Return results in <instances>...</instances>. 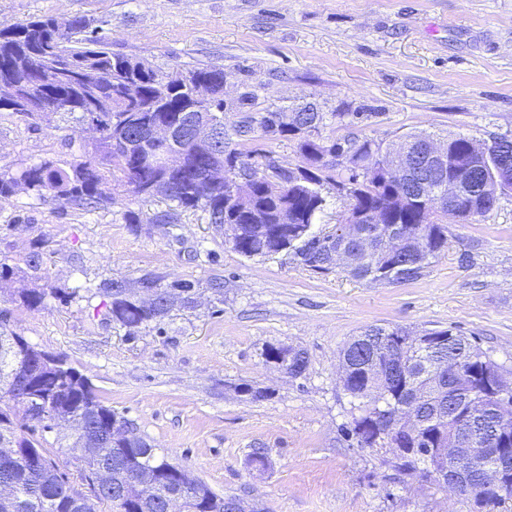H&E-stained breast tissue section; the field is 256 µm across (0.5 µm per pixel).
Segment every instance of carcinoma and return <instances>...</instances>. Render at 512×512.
Wrapping results in <instances>:
<instances>
[{"mask_svg": "<svg viewBox=\"0 0 512 512\" xmlns=\"http://www.w3.org/2000/svg\"><path fill=\"white\" fill-rule=\"evenodd\" d=\"M29 63L36 71L55 72L59 81L47 84L46 100L56 109L69 111L85 99L96 101L99 112L93 116L102 138L94 156L82 157L63 169L51 162L29 165L15 171L0 170V202H7L22 188L39 199L51 198L82 210L94 209L105 188L112 187V203L124 194L160 197L168 209L159 216L161 224H177L181 215L200 209L209 223L224 227L225 238L246 257L272 256L286 250L318 273L335 268L331 254L339 242L337 230L321 235L310 233L311 225L323 213L327 200L323 190L336 191L345 211L375 212V224H356L351 233L349 251L355 253L347 272L359 280L368 274L390 270L391 282L419 278L432 260L447 246L448 220L468 223L493 211L502 196L512 193V180L502 179L497 151L506 148L512 170V141L504 138L493 146L466 136L448 138L449 177L463 180L460 194L451 203L430 204L417 199L412 182L394 184L386 179L380 164L394 155L407 153L415 162L411 178L422 171L420 150L430 135L408 134L399 142L384 144L374 139L338 138L336 128L346 125V118L357 112H296L270 104L255 107L256 95L242 92L233 105L224 107V69L202 66L184 69L176 78L148 63L114 53L109 39L89 26L82 15H74L66 27L52 16H36L12 27L0 29V73ZM201 106L211 111L222 128L223 144H232L228 163L238 162L248 178L236 187L235 202L224 206V198L210 197L197 181L198 173L210 167L212 156L205 152L190 154L185 170L166 174L147 162L153 143L147 139L127 145L124 129H146L161 121L183 122L187 109ZM331 128V134L322 130ZM290 141L295 144L299 163L283 170L266 151L268 143ZM336 152L341 161L329 165L323 158ZM288 212V223L279 221ZM399 226L409 231L399 250L389 247L390 231ZM140 288L158 290L154 304L143 309L134 301ZM102 291L112 298V318L128 328L166 317L172 303L155 277H145L130 285L122 280L103 283ZM48 292L23 289L21 303L29 309L45 304ZM379 326H370L348 342L339 360L349 359L352 367L345 379L344 391L357 402L354 418L357 435L369 445L389 420L377 412L381 398L393 405L402 403L407 386H412L417 400L419 447L446 448L458 434V424L468 410L467 398L482 400L480 420L490 448H512V408L505 406L497 392L483 377L486 353L468 337L450 329L454 339L432 357L439 364L454 359L460 370L453 376L436 380L423 376L426 366L414 359L411 344L399 340L401 327L390 328L388 357L382 361L384 377L360 368L370 346L377 343ZM32 344H24L13 335L0 331V449L10 445L28 450L38 459L37 466L9 459L0 452V487L9 486L13 494L0 496V512H96L95 504L107 502L112 512H165L166 501L173 494L184 497L195 512H225L224 498L214 503L196 502L192 491L205 482L190 470L158 455L155 449L139 448V462L146 468L162 471L153 487L140 488L133 482L124 459L112 451V418L117 413L98 398L83 375L43 370L32 364L31 394L49 406L55 427L73 432L83 428L90 436L82 452V475L88 480L100 470L108 482L92 497L74 499L65 488L67 477L52 458L44 437L35 435L34 415L26 408L25 393L15 391L11 377L19 355ZM504 497L490 491L476 496L471 504L476 512H489Z\"/></svg>", "mask_w": 512, "mask_h": 512, "instance_id": "carcinoma-1", "label": "carcinoma"}]
</instances>
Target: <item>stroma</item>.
<instances>
[{
	"instance_id": "35a3bbf8",
	"label": "stroma",
	"mask_w": 512,
	"mask_h": 512,
	"mask_svg": "<svg viewBox=\"0 0 512 512\" xmlns=\"http://www.w3.org/2000/svg\"><path fill=\"white\" fill-rule=\"evenodd\" d=\"M74 14L103 28L113 52L163 71L223 67L228 96L255 90L258 107L353 113L343 136L512 139V0H0L5 27ZM93 139L77 113L35 122L1 110L0 169L66 168ZM165 208L129 196L87 214L18 192L0 209V262L15 270L0 282L8 329L67 359L217 495L265 512H471L348 437L357 411L336 369L342 346L377 324L453 330L512 373V195L484 218L449 223L445 251L398 284L320 274L290 251L246 257L202 211L157 223ZM128 210L139 223L125 222ZM144 276L191 283L192 301L131 333L100 286ZM24 288L58 294L31 310L17 300ZM272 346L303 350L305 373L268 363ZM256 448L260 470L249 464Z\"/></svg>"
}]
</instances>
